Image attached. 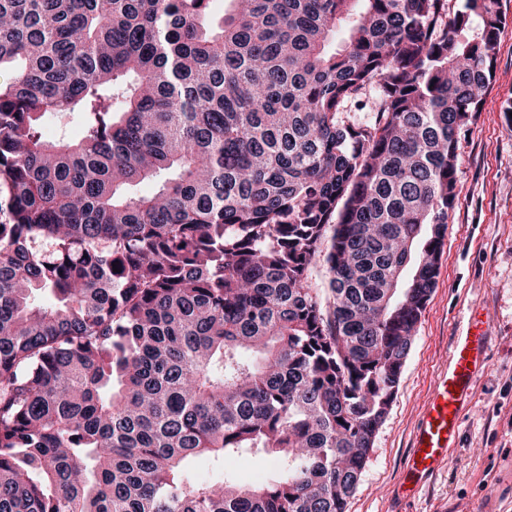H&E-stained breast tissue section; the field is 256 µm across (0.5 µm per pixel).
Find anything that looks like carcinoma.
Listing matches in <instances>:
<instances>
[{
  "label": "carcinoma",
  "instance_id": "1",
  "mask_svg": "<svg viewBox=\"0 0 512 512\" xmlns=\"http://www.w3.org/2000/svg\"><path fill=\"white\" fill-rule=\"evenodd\" d=\"M230 2L0 0V512H346L361 480L506 18ZM240 453L274 477L190 475Z\"/></svg>",
  "mask_w": 512,
  "mask_h": 512
}]
</instances>
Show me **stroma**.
<instances>
[{"label": "stroma", "mask_w": 512, "mask_h": 512, "mask_svg": "<svg viewBox=\"0 0 512 512\" xmlns=\"http://www.w3.org/2000/svg\"><path fill=\"white\" fill-rule=\"evenodd\" d=\"M481 112L459 135L456 206L437 286L414 334L399 389L347 512H512V0ZM491 314L490 364L446 466L418 493L396 488L434 376L465 333L472 304Z\"/></svg>", "instance_id": "1"}]
</instances>
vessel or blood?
I'll return each instance as SVG.
<instances>
[{"instance_id": "obj_1", "label": "vessel or blood", "mask_w": 512, "mask_h": 512, "mask_svg": "<svg viewBox=\"0 0 512 512\" xmlns=\"http://www.w3.org/2000/svg\"><path fill=\"white\" fill-rule=\"evenodd\" d=\"M488 349L486 321L477 311L469 318L465 336L452 345L447 368L436 377L406 459L401 495L414 494L424 479L447 462L471 401L473 383L487 366Z\"/></svg>"}]
</instances>
